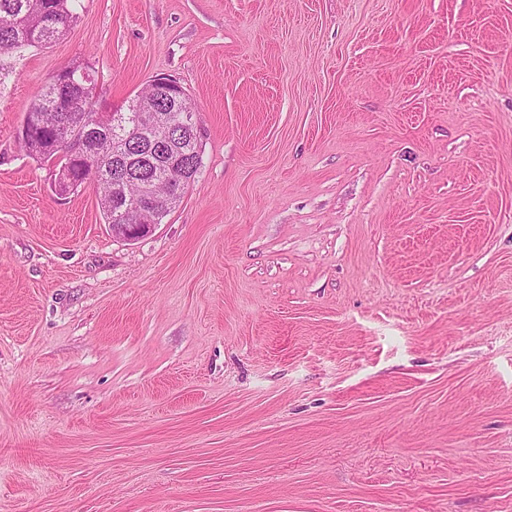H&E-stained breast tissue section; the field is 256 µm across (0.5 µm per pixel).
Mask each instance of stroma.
<instances>
[{
    "label": "stroma",
    "instance_id": "stroma-1",
    "mask_svg": "<svg viewBox=\"0 0 512 512\" xmlns=\"http://www.w3.org/2000/svg\"><path fill=\"white\" fill-rule=\"evenodd\" d=\"M0 55V512H512V0H78ZM157 77L202 164L113 238L17 132ZM92 80L93 75L85 67H71L56 74L52 83H55L59 89L65 87L68 90L76 91H59L50 83L32 102L29 110L44 112V136L46 138L51 135L52 129L65 119H74V117L82 119L94 115L93 120L96 123L99 116L108 117L112 116V113L115 119L121 118V112L95 113L94 105L86 98H81L79 92L86 91L91 87Z\"/></svg>",
    "mask_w": 512,
    "mask_h": 512
}]
</instances>
